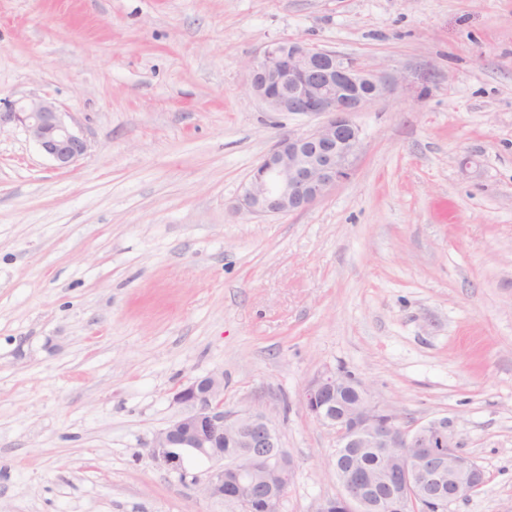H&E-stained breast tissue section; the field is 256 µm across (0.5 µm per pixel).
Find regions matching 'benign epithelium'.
Returning a JSON list of instances; mask_svg holds the SVG:
<instances>
[{
    "label": "benign epithelium",
    "instance_id": "7a95c632",
    "mask_svg": "<svg viewBox=\"0 0 512 512\" xmlns=\"http://www.w3.org/2000/svg\"><path fill=\"white\" fill-rule=\"evenodd\" d=\"M248 71L251 93L270 110L324 120L307 134L281 139L262 158L243 187L239 207L258 214L305 211L348 177L361 146L352 116L365 103L385 97L395 79L334 51L288 39L267 45ZM66 117L47 98L0 105V127L23 125L60 169L88 150ZM174 402L187 412L154 435L148 455L176 472L188 454L214 461L217 467L202 484L206 497L232 501L239 512H252L249 488L262 482L269 488L266 508H279L296 465L281 447L271 418L263 411L224 410V374L219 372L190 381L175 393ZM302 404L337 434L329 466L340 493L320 504L318 512H413L423 500H446L452 506L481 486L479 469L462 450L450 420L433 418L406 427L353 374L332 369L318 373L306 386ZM226 444L246 449L228 467ZM348 448H380L388 455V465L366 478L345 463Z\"/></svg>",
    "mask_w": 512,
    "mask_h": 512
}]
</instances>
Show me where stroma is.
Here are the masks:
<instances>
[{
	"label": "stroma",
	"instance_id": "1",
	"mask_svg": "<svg viewBox=\"0 0 512 512\" xmlns=\"http://www.w3.org/2000/svg\"><path fill=\"white\" fill-rule=\"evenodd\" d=\"M286 38L397 84L354 114L349 179L252 215L253 169L318 122L248 89ZM31 96L89 149L60 170L0 129V512H232L210 461L146 453L214 371L295 460L281 512H315L328 368L453 422L485 482L450 512H512V0H0V98Z\"/></svg>",
	"mask_w": 512,
	"mask_h": 512
}]
</instances>
